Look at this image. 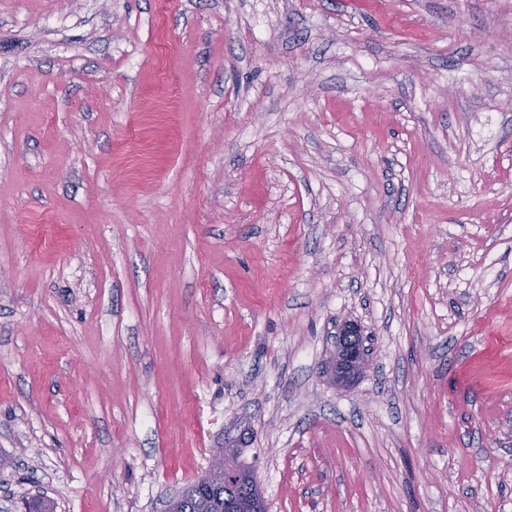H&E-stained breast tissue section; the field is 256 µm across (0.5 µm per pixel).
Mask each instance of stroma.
I'll return each instance as SVG.
<instances>
[{"mask_svg":"<svg viewBox=\"0 0 512 512\" xmlns=\"http://www.w3.org/2000/svg\"><path fill=\"white\" fill-rule=\"evenodd\" d=\"M241 438L269 512H512V0H0V507ZM356 329V327L348 325L336 343L333 366L336 378L342 382L354 378L366 367V358L363 355Z\"/></svg>","mask_w":512,"mask_h":512,"instance_id":"stroma-1","label":"stroma"}]
</instances>
